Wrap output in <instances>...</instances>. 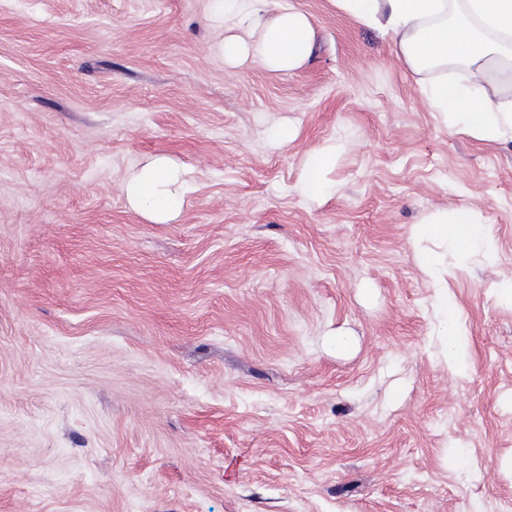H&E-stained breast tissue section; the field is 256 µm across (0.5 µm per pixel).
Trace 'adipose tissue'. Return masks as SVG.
Returning <instances> with one entry per match:
<instances>
[{
  "label": "adipose tissue",
  "instance_id": "1",
  "mask_svg": "<svg viewBox=\"0 0 512 512\" xmlns=\"http://www.w3.org/2000/svg\"><path fill=\"white\" fill-rule=\"evenodd\" d=\"M208 22L222 30L218 50L225 64L252 60L281 73L298 69L313 51V30L307 16L291 0L268 15L266 0H210ZM358 22L379 28L392 38L399 58L414 73L463 63L467 85L440 82L426 92L429 106L458 131L480 141L512 134V106L500 102L502 84L512 83V0H333ZM497 62L500 81L486 80L484 69ZM336 155L329 144L306 162L297 192L306 199L323 198L333 190L326 169ZM189 189L187 173L168 157H147L125 181L129 203L154 223L177 216ZM440 239L459 253L493 259L496 247L475 208L438 212L411 230L413 246Z\"/></svg>",
  "mask_w": 512,
  "mask_h": 512
}]
</instances>
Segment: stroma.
<instances>
[{
	"label": "stroma",
	"mask_w": 512,
	"mask_h": 512,
	"mask_svg": "<svg viewBox=\"0 0 512 512\" xmlns=\"http://www.w3.org/2000/svg\"><path fill=\"white\" fill-rule=\"evenodd\" d=\"M292 2L314 51L277 73L225 70L210 0H0V512H512V139L427 104L465 67ZM157 154L164 224L122 191ZM468 206L497 251L441 254L458 371L409 232ZM334 157H336V144H327L311 155L297 184V192L300 196L315 200L333 191V186L326 179L325 174ZM188 189L184 168L160 155L147 157L122 186L129 203L157 224L180 213Z\"/></svg>",
	"instance_id": "obj_1"
}]
</instances>
